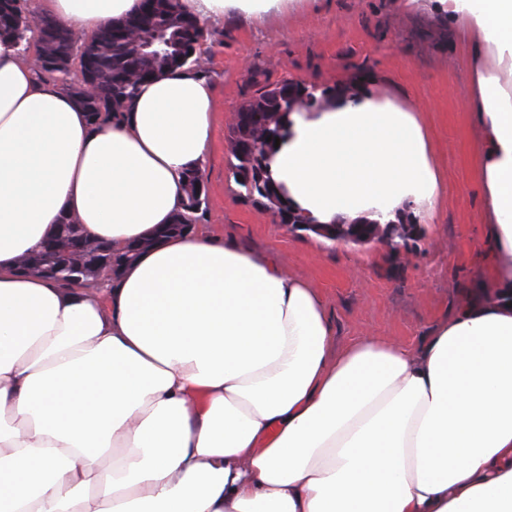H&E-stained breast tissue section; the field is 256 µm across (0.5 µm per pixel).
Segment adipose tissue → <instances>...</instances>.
Segmentation results:
<instances>
[{
    "label": "adipose tissue",
    "mask_w": 512,
    "mask_h": 512,
    "mask_svg": "<svg viewBox=\"0 0 512 512\" xmlns=\"http://www.w3.org/2000/svg\"><path fill=\"white\" fill-rule=\"evenodd\" d=\"M292 0H179L199 22ZM470 46L492 300L415 346L338 345L321 293L209 225L157 239L204 171L214 89L189 68L92 122L0 41V512H512V0H436ZM83 36L140 0H40ZM272 166L310 219H391L443 182L417 116L337 98ZM137 259L97 292L21 272L62 215Z\"/></svg>",
    "instance_id": "adipose-tissue-1"
}]
</instances>
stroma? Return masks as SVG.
<instances>
[{
	"mask_svg": "<svg viewBox=\"0 0 512 512\" xmlns=\"http://www.w3.org/2000/svg\"><path fill=\"white\" fill-rule=\"evenodd\" d=\"M431 0H297L254 19L227 16L212 25L202 71L214 84L213 144L203 172L202 223L254 249L275 248L283 270L323 294L339 343L380 336L414 343L475 285L493 281L486 255V213L474 169L478 129L463 46L436 22ZM360 79L365 89L414 112L445 184L417 218L416 249L373 264L363 250L291 233L238 194L230 176L228 127L263 83L334 85Z\"/></svg>",
	"mask_w": 512,
	"mask_h": 512,
	"instance_id": "35a3bbf8",
	"label": "stroma"
}]
</instances>
